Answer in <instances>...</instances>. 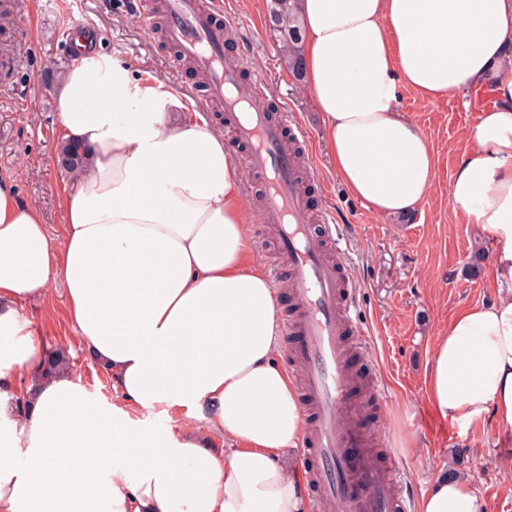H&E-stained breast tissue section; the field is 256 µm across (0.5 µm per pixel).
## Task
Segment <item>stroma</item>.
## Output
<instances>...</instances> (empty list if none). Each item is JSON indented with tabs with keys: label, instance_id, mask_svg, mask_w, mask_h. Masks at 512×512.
Wrapping results in <instances>:
<instances>
[{
	"label": "stroma",
	"instance_id": "stroma-1",
	"mask_svg": "<svg viewBox=\"0 0 512 512\" xmlns=\"http://www.w3.org/2000/svg\"><path fill=\"white\" fill-rule=\"evenodd\" d=\"M8 2V12L0 14V56L15 63L0 75V177L14 180L22 202L39 207L50 237L57 240L63 233L60 198L72 185L55 159L60 136L56 97L70 65L57 44L63 22L89 23L99 52L126 66L135 83L190 102L202 93L203 80L148 29L136 0ZM227 9L243 28L225 56L246 50L248 78H261L267 94L284 102L310 130L313 172L325 185L311 192L310 208L333 211L337 223L347 227L339 246L358 293L359 321L391 396L382 408L371 409L367 425L383 447L399 452L407 512H417L422 495L446 471L466 478L487 500L489 512H512V442L494 419L466 430L450 428L442 419L432 429L415 424L429 406L426 381L434 337L459 309L495 298L488 259L493 246L475 225L464 223L448 197L452 174L469 149L465 134L481 114L474 89L433 102L412 89H399L401 109L432 145L436 177L414 214L383 216L352 197L337 178L323 117L281 61L267 27L266 0H227ZM22 314L32 322L37 344L66 352L70 375L90 402L111 406L113 380L88 358L71 327L63 283L31 299Z\"/></svg>",
	"mask_w": 512,
	"mask_h": 512
}]
</instances>
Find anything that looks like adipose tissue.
Returning a JSON list of instances; mask_svg holds the SVG:
<instances>
[{"instance_id":"adipose-tissue-1","label":"adipose tissue","mask_w":512,"mask_h":512,"mask_svg":"<svg viewBox=\"0 0 512 512\" xmlns=\"http://www.w3.org/2000/svg\"><path fill=\"white\" fill-rule=\"evenodd\" d=\"M304 83L333 165L376 213L408 214L435 176L398 88L432 101L493 86L467 133L449 200L494 245L496 298L460 309L434 339L428 402L462 428L512 426V0H301ZM89 51L57 98L60 138L89 165L60 199L64 231L0 179V419L16 372L32 409L0 428V512H305L281 455L303 422L276 357L277 291L251 257L243 175L201 113ZM66 285L68 319L112 374L111 407L66 375L41 379L26 302ZM187 409L179 433L126 409ZM419 512H488L467 481L438 477Z\"/></svg>"}]
</instances>
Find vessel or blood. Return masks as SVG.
I'll return each instance as SVG.
<instances>
[{"mask_svg": "<svg viewBox=\"0 0 512 512\" xmlns=\"http://www.w3.org/2000/svg\"><path fill=\"white\" fill-rule=\"evenodd\" d=\"M165 36L206 78L202 111L224 106L234 144L245 146L262 184V222L272 225L288 266L296 306L284 323L287 348L304 372L301 408L307 417L300 467L320 512H405L394 454L378 461L362 421L365 402L385 404L366 336L353 319L358 298L347 270L329 254L336 221L324 211L313 223L299 171L310 134L270 101L260 81L243 80L245 57L228 58L231 24L211 0H167Z\"/></svg>", "mask_w": 512, "mask_h": 512, "instance_id": "1", "label": "vessel or blood"}]
</instances>
